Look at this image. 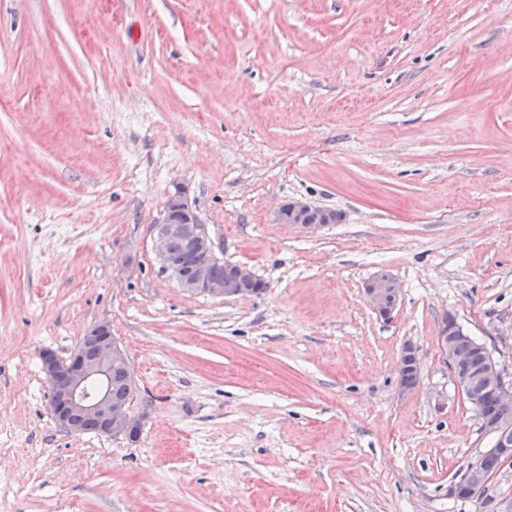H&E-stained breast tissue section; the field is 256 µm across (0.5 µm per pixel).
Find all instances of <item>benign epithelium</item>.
Segmentation results:
<instances>
[{"label":"benign epithelium","instance_id":"obj_1","mask_svg":"<svg viewBox=\"0 0 512 512\" xmlns=\"http://www.w3.org/2000/svg\"><path fill=\"white\" fill-rule=\"evenodd\" d=\"M167 218L154 228L153 244L160 257H165L168 244L181 240L187 249L215 258L213 245L202 224L188 204L183 192L177 191L166 202ZM277 224H293L302 229H315L330 224L335 213L304 200H293L280 205L273 214ZM173 276L181 288L190 293H206L220 297L244 295L254 283L253 272L245 265L236 267V287H224V280L210 276L207 265L202 263L186 271L174 270ZM364 294L371 308L387 318L397 307L400 288L391 277L374 276L366 285ZM457 319L448 314L442 321L437 347L444 363L450 368L463 399L475 411H480V382L487 374L498 378L497 401L499 413L484 421L485 431L494 437L488 455L496 456L503 466L512 465V379L504 376L496 364L476 370L471 365L469 352L448 346V332L457 328ZM90 345L95 357L85 356V346H79L69 360L62 361L51 350L42 352V368L52 389L51 413L56 423L70 433L82 432L81 422L93 419L99 433L108 436H124L130 440L139 436L143 416L132 414L136 383L127 354L112 336L109 321L98 322L90 331ZM123 367L128 373V389L119 395L112 386V370ZM492 476L475 461L468 466L464 476V491L470 497L479 498L488 487Z\"/></svg>","mask_w":512,"mask_h":512}]
</instances>
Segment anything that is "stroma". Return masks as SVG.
I'll return each instance as SVG.
<instances>
[{"mask_svg":"<svg viewBox=\"0 0 512 512\" xmlns=\"http://www.w3.org/2000/svg\"><path fill=\"white\" fill-rule=\"evenodd\" d=\"M180 188L263 292L180 288ZM448 314L512 375V0H0V512H507L512 467L450 493L492 439ZM104 319L134 441L50 415ZM273 219L278 224H293L302 229H315L324 224H332L335 213L330 209L298 199L288 202V216L285 203L274 211ZM388 276L384 272H381L380 276L377 274L367 283L364 289L367 302L383 318H388L395 310L400 296L398 283Z\"/></svg>","mask_w":512,"mask_h":512,"instance_id":"1","label":"stroma"}]
</instances>
